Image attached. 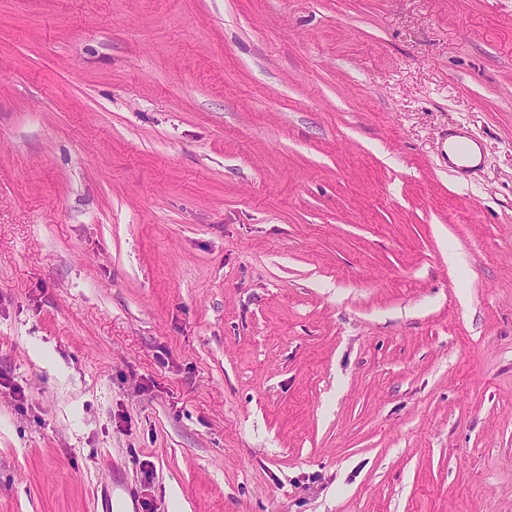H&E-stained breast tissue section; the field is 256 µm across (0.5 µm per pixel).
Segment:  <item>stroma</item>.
I'll use <instances>...</instances> for the list:
<instances>
[{"instance_id": "stroma-1", "label": "stroma", "mask_w": 512, "mask_h": 512, "mask_svg": "<svg viewBox=\"0 0 512 512\" xmlns=\"http://www.w3.org/2000/svg\"><path fill=\"white\" fill-rule=\"evenodd\" d=\"M110 480L512 512V0H0V512ZM448 137H455L448 143V163L455 172L464 175L474 167L470 164L473 163L479 146L461 133H451Z\"/></svg>"}]
</instances>
